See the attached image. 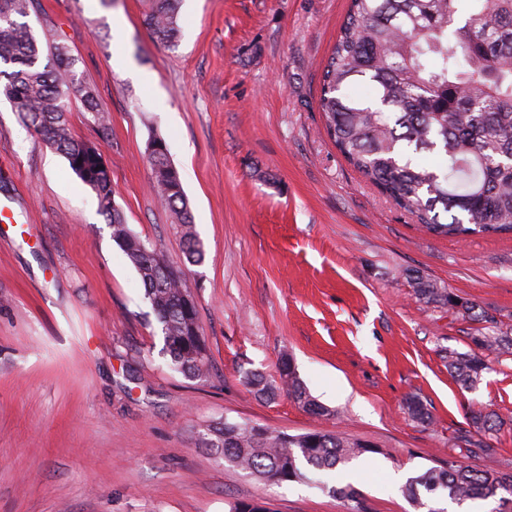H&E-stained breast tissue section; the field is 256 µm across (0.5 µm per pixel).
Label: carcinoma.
I'll use <instances>...</instances> for the list:
<instances>
[{
  "label": "carcinoma",
  "mask_w": 512,
  "mask_h": 512,
  "mask_svg": "<svg viewBox=\"0 0 512 512\" xmlns=\"http://www.w3.org/2000/svg\"><path fill=\"white\" fill-rule=\"evenodd\" d=\"M31 5L0 0V96L95 193L112 240L136 271L160 324L162 354L174 370L202 379L210 374V352L183 272L131 230L98 148L73 134L66 117L70 96L82 99L103 133L109 115L77 78L79 59L66 46L43 58L24 21ZM181 6L182 0H151L145 22L158 41L177 39ZM320 108L326 133L346 162L422 230L458 238L512 235V0H350L323 70ZM148 162L161 204L180 229L185 262L202 263L203 245L163 138L150 140ZM413 288L428 304L486 323L470 337L475 349L445 352L463 388L476 387L487 369L479 351L512 353V335L492 317L421 277ZM243 381L261 397L283 390L308 412H327L293 370L278 386L254 371ZM470 420L488 434L501 426L498 414L483 408L471 410ZM202 442L232 467L274 484L302 478L305 467L335 470L369 448L329 432L290 435L227 420L207 425ZM460 442L485 465L450 462L410 478L404 493L414 508L439 512L427 503V495L437 492L457 503L512 494V471L494 465L497 449L468 433Z\"/></svg>",
  "instance_id": "1"
}]
</instances>
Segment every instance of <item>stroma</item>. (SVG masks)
<instances>
[{
    "instance_id": "stroma-1",
    "label": "stroma",
    "mask_w": 512,
    "mask_h": 512,
    "mask_svg": "<svg viewBox=\"0 0 512 512\" xmlns=\"http://www.w3.org/2000/svg\"><path fill=\"white\" fill-rule=\"evenodd\" d=\"M148 0H35L42 47L68 46L110 114L101 136L71 100L75 136L112 171L131 229L183 266L210 347L207 379L172 370L133 267L94 192L0 97V512H415L409 478L455 462L471 408L504 420L512 471V355L486 352L474 390L445 349L472 323L419 300L420 276L512 332V236L425 233L344 160L319 109L323 67L349 0H184L180 35L155 39ZM165 139L204 250L184 265L147 163ZM327 413L266 400L246 370L281 358ZM418 397L431 422L410 417ZM322 431L371 452L332 474L273 484L225 465L200 434L221 420ZM351 485L353 502L338 495Z\"/></svg>"
}]
</instances>
